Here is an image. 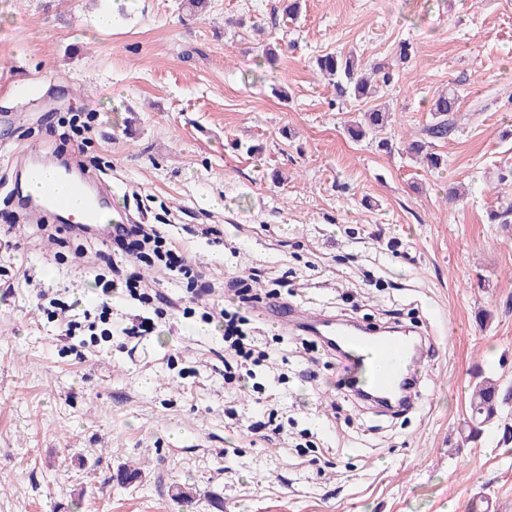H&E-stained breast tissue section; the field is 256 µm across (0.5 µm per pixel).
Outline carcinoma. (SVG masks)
I'll use <instances>...</instances> for the list:
<instances>
[{"label": "carcinoma", "mask_w": 512, "mask_h": 512, "mask_svg": "<svg viewBox=\"0 0 512 512\" xmlns=\"http://www.w3.org/2000/svg\"><path fill=\"white\" fill-rule=\"evenodd\" d=\"M413 53L411 44L403 42L398 45L395 62L377 63L365 66L353 53H328L315 60V69L324 77L336 80V88L356 101L372 98L378 88L389 86L399 79L400 67L408 63ZM459 98L450 91L436 98L432 103V124L423 129V137L410 141L406 152L421 159L431 168L442 164L439 154L432 151V140L446 139L456 132L455 112ZM390 115L383 107L373 108L364 114L363 122L350 128L348 133L356 141L383 130ZM490 219L495 224H512V201L500 204L490 212ZM499 414V388L496 381L484 377L474 386L470 415L466 421L469 434L478 433L481 428L493 421Z\"/></svg>", "instance_id": "1"}]
</instances>
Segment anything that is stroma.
Returning a JSON list of instances; mask_svg holds the SVG:
<instances>
[{"label": "stroma", "mask_w": 512, "mask_h": 512, "mask_svg": "<svg viewBox=\"0 0 512 512\" xmlns=\"http://www.w3.org/2000/svg\"><path fill=\"white\" fill-rule=\"evenodd\" d=\"M0 0V512H512V403L464 442L477 376L512 390V227L490 223L512 199V0ZM114 24L98 25L103 12ZM415 54L379 92L385 137L421 135L442 91L458 129L429 169L347 129L369 104L340 99L317 56ZM277 46L269 62L265 51ZM94 115L97 177L129 223L167 234L215 291L182 304L114 300L109 341L76 346L41 308L78 301L97 319L86 247L17 196L33 161L78 163L60 122ZM464 197L449 201L448 188ZM212 224L216 242L197 236ZM282 281L289 307L399 323L435 341L419 403L392 417L338 390L344 360L309 333L249 317L266 357L244 386L224 381V337L202 315L224 281ZM153 318L148 336L122 326ZM274 416L276 430L250 433ZM138 470L129 484L124 470ZM189 501L176 504V488Z\"/></svg>", "instance_id": "35a3bbf8"}]
</instances>
